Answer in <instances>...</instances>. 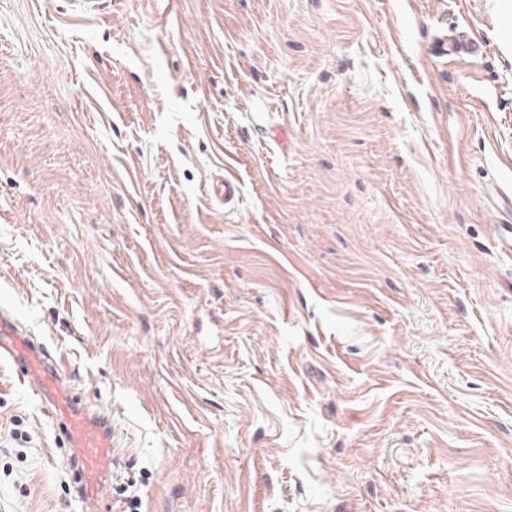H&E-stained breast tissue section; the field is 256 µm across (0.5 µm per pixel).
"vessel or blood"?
I'll use <instances>...</instances> for the list:
<instances>
[{"label": "vessel or blood", "mask_w": 512, "mask_h": 512, "mask_svg": "<svg viewBox=\"0 0 512 512\" xmlns=\"http://www.w3.org/2000/svg\"><path fill=\"white\" fill-rule=\"evenodd\" d=\"M218 203L231 202L239 192L234 177L227 176L207 187ZM12 364L18 379L40 401L52 419L64 447L71 451L70 465L78 476L76 493L86 512H110L116 443L112 416L82 402L71 377L49 351L18 328L8 314L0 315V361Z\"/></svg>", "instance_id": "vessel-or-blood-1"}]
</instances>
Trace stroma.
<instances>
[{
    "label": "stroma",
    "instance_id": "stroma-1",
    "mask_svg": "<svg viewBox=\"0 0 512 512\" xmlns=\"http://www.w3.org/2000/svg\"><path fill=\"white\" fill-rule=\"evenodd\" d=\"M500 4L0 0V311L121 512H512ZM0 512H81L5 361ZM206 191L218 203L227 204L237 196L239 185L234 177L224 176L209 184ZM12 364L18 379L40 401L56 426L64 448L72 452L70 465L79 480L78 499L89 511L112 512V476L116 442L112 414L82 402L76 385L49 351L35 343L5 313L0 315V361Z\"/></svg>",
    "mask_w": 512,
    "mask_h": 512
}]
</instances>
